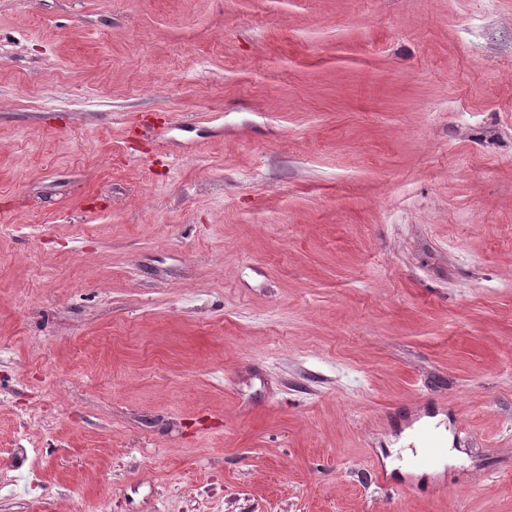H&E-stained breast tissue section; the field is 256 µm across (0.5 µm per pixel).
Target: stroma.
<instances>
[{"label":"stroma","mask_w":512,"mask_h":512,"mask_svg":"<svg viewBox=\"0 0 512 512\" xmlns=\"http://www.w3.org/2000/svg\"><path fill=\"white\" fill-rule=\"evenodd\" d=\"M0 512H512V0H0ZM416 444L410 448L406 458V468L411 471H435L444 462L447 448H443L441 441L433 429L422 427L416 433Z\"/></svg>","instance_id":"35a3bbf8"}]
</instances>
